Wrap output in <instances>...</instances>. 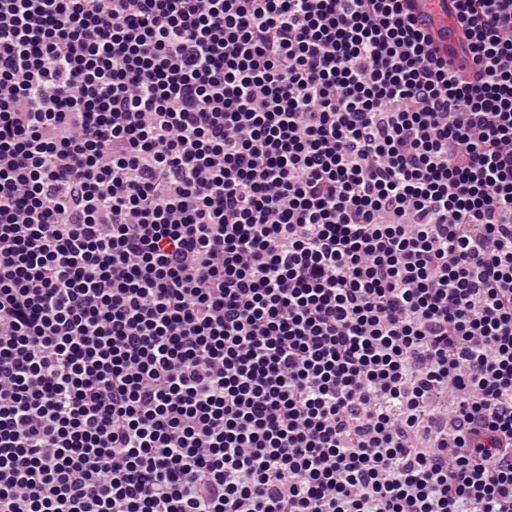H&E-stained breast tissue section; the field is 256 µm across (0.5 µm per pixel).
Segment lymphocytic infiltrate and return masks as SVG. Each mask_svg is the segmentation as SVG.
<instances>
[{
    "mask_svg": "<svg viewBox=\"0 0 512 512\" xmlns=\"http://www.w3.org/2000/svg\"><path fill=\"white\" fill-rule=\"evenodd\" d=\"M454 2L458 64L0 0V512H512V0Z\"/></svg>",
    "mask_w": 512,
    "mask_h": 512,
    "instance_id": "1",
    "label": "lymphocytic infiltrate"
}]
</instances>
